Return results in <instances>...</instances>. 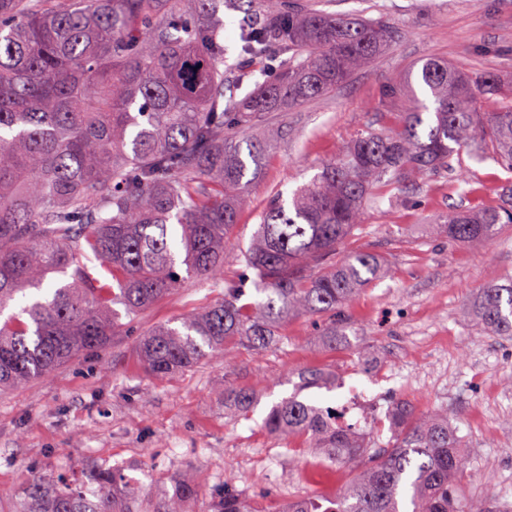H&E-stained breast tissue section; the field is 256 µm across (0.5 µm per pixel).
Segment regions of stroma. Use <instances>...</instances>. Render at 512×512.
<instances>
[{"instance_id":"35a3bbf8","label":"stroma","mask_w":512,"mask_h":512,"mask_svg":"<svg viewBox=\"0 0 512 512\" xmlns=\"http://www.w3.org/2000/svg\"><path fill=\"white\" fill-rule=\"evenodd\" d=\"M306 3L330 15L385 19L398 37L332 95L269 114L274 145L248 206L228 231L239 250L248 248L275 196L290 198L362 131L395 129L406 101L389 87L426 59L512 81V0ZM452 164L461 180L418 175L366 209L352 243L385 257L389 270L339 310L356 331L344 345H327L323 320L299 315L283 324L282 344L257 352L230 343L223 358L151 376L137 355L139 337L224 295L212 281L197 279L127 320L103 351L0 394V512H11L31 476H76L104 462L137 469L152 501L178 471H197L205 496L195 502L196 512L224 482L249 494L259 512H278L292 498L335 497L355 468H324L304 438L277 440L263 426L271 405L291 394L309 367L336 374V390L319 394L326 406H340L349 386L372 392L383 411L395 396L420 413L447 406L469 460L458 479L464 504L470 512H506L512 505V338L480 330L466 310L483 286L512 277V231L450 244L429 226L454 208L496 205L512 171L465 153ZM228 386L256 394L253 413L225 412Z\"/></svg>"}]
</instances>
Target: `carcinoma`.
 <instances>
[{
    "label": "carcinoma",
    "instance_id": "cac0c4a2",
    "mask_svg": "<svg viewBox=\"0 0 512 512\" xmlns=\"http://www.w3.org/2000/svg\"><path fill=\"white\" fill-rule=\"evenodd\" d=\"M215 0H0V391L52 373L83 352L104 349L134 317L186 278L224 279L227 230L248 202L267 143L241 140L283 112L336 90L356 69L390 48L392 27L378 19L331 16L283 0H238L253 11L240 52L281 61L273 81L245 97L224 98L252 72L224 68V21ZM406 95L398 132L368 129L298 187L269 205L249 248L259 299L240 303L247 274L224 299L144 334V368L164 377L224 354L232 341L253 350L280 341L294 315L327 319L323 341L355 335L336 312L386 276L385 260L366 250L336 257L362 224L364 206L415 174H435L462 151L491 153L512 168V95L495 75L466 74L429 58L391 87ZM499 97L491 112L484 99ZM512 224V184L480 212L453 210L432 225L451 243L492 240ZM104 262L94 277L84 260ZM185 267V274L178 266ZM475 323L512 336V279L481 288ZM294 392L269 410L276 438L303 436L326 468L367 457L328 506L290 500L279 512H460L457 476L467 460L448 409L417 414L389 403L388 442L336 423L311 389L336 388L321 369L298 374ZM256 397L224 389V410L245 415ZM199 478L183 471L173 493L153 507L119 464H96L80 478L21 489L15 512H191ZM210 512H254L224 483Z\"/></svg>",
    "mask_w": 512,
    "mask_h": 512
}]
</instances>
